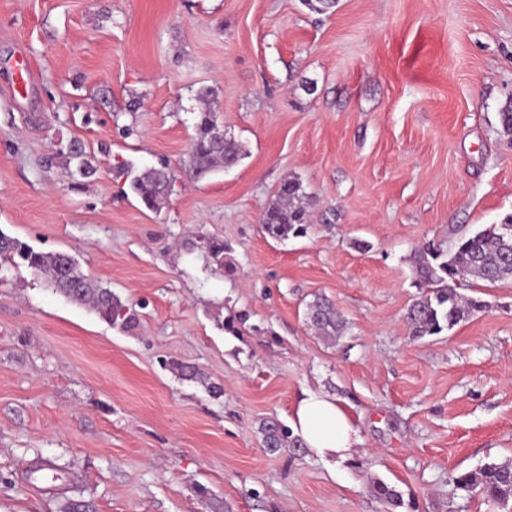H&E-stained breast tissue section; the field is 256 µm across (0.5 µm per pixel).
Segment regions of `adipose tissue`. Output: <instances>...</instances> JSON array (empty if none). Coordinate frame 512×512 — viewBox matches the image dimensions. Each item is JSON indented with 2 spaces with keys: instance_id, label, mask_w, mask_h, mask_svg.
<instances>
[{
  "instance_id": "adipose-tissue-1",
  "label": "adipose tissue",
  "mask_w": 512,
  "mask_h": 512,
  "mask_svg": "<svg viewBox=\"0 0 512 512\" xmlns=\"http://www.w3.org/2000/svg\"><path fill=\"white\" fill-rule=\"evenodd\" d=\"M291 428L315 456L345 457L357 444V431L344 407L325 395L307 392L296 402Z\"/></svg>"
}]
</instances>
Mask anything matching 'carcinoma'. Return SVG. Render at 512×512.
I'll list each match as a JSON object with an SVG mask.
<instances>
[{
  "label": "carcinoma",
  "mask_w": 512,
  "mask_h": 512,
  "mask_svg": "<svg viewBox=\"0 0 512 512\" xmlns=\"http://www.w3.org/2000/svg\"><path fill=\"white\" fill-rule=\"evenodd\" d=\"M211 96L208 88L197 92L200 107L195 116L189 165V176L196 182L238 163L244 155L241 145L234 140L214 138L215 115ZM58 157L64 159L65 166H74L70 176L76 184L94 177L98 171L94 157L79 138L70 139L64 147L53 152L47 158V166L53 167ZM120 169L130 178V191L146 208L158 210L168 201L165 186L173 180L168 165L135 174L133 165L126 162L120 164ZM305 197L306 192L298 179L283 180L275 198L264 208L261 218L263 232L278 241L306 236L309 211L304 205ZM207 241L208 260L224 276H233L234 267L229 256L231 248L213 237ZM68 258L65 252L37 251L28 243L0 232V269L24 265L42 277L54 292L72 303L91 308L106 323L123 331L133 328L137 314L122 304L110 289L81 274L76 262H71L70 273H65L64 264ZM472 278L489 283L512 278V214L504 216L497 224H487L460 239L455 252L449 256L431 245L415 253L414 281L419 288V296L409 305L404 316L409 334L414 338L438 335L485 309L487 304L484 301L459 292V288ZM306 320L329 341L339 338L343 330L342 317L323 297L317 296L307 304ZM260 433L264 447L272 454L286 447L295 450L303 447L301 439L279 420L264 421ZM455 486L469 495L480 496L487 503L505 506L512 498V465L486 463L459 475ZM370 491L391 512L403 506L402 495L380 479L371 483Z\"/></svg>",
  "instance_id": "obj_1"
}]
</instances>
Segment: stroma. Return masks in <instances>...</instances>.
I'll return each instance as SVG.
<instances>
[{"mask_svg":"<svg viewBox=\"0 0 512 512\" xmlns=\"http://www.w3.org/2000/svg\"><path fill=\"white\" fill-rule=\"evenodd\" d=\"M203 87L245 155L197 183ZM509 103L512 0H0V232L69 253L140 319L0 272V512H385L377 478L416 512H494L454 480L512 463V278L473 281L486 311L440 335L404 315L417 248L512 213ZM73 137L99 166L78 189L45 165ZM126 161L169 165L161 209L127 194ZM288 177L311 228L278 242L261 216ZM318 295L337 341L305 321ZM239 311L240 337L219 325ZM307 391L348 411V459L263 448ZM202 237L208 241V260L216 266L215 269L217 271L224 273V277H232L234 275V267L229 256L231 248L222 240L213 237ZM201 238H199L196 244L198 250Z\"/></svg>","mask_w":512,"mask_h":512,"instance_id":"35a3bbf8","label":"stroma"}]
</instances>
